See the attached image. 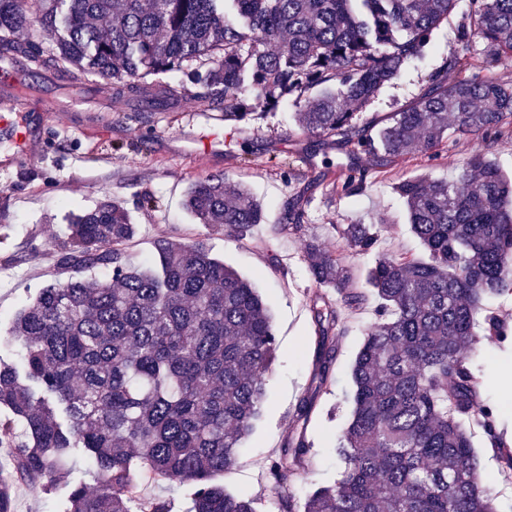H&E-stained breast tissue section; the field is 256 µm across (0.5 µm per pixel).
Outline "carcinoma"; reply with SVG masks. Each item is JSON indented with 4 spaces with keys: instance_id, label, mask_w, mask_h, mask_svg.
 <instances>
[{
    "instance_id": "carcinoma-1",
    "label": "carcinoma",
    "mask_w": 512,
    "mask_h": 512,
    "mask_svg": "<svg viewBox=\"0 0 512 512\" xmlns=\"http://www.w3.org/2000/svg\"><path fill=\"white\" fill-rule=\"evenodd\" d=\"M457 0H0V57L112 81L115 99L154 108L177 90L152 93L149 79L183 74L194 98L243 120L292 97L316 140L337 137L382 161L427 154L448 132L489 140L512 134V84L477 78L432 86L394 112L376 136L352 107L370 104L403 66L421 57ZM469 42L492 61L512 63V0H471ZM54 52L44 57L42 41ZM420 256L381 255L367 271L379 300L351 368L352 410L337 439L339 478L303 502L278 498L279 512H499L486 483L472 426L494 448L498 408L479 402L471 368L485 335L508 339L492 309L512 296V180L475 155L452 179L399 184ZM184 208L212 232L238 238L261 223L260 202L222 173L193 181ZM290 207L280 231L299 232ZM112 197L69 216L54 243L48 282L14 313L7 335L18 359L0 358V512H15L26 485L65 491L63 512H171L146 496L150 483L191 486L188 512H259L258 499L233 494L216 477L238 464L262 415L278 341L253 284L201 241L160 237L134 264L137 234ZM344 248L374 251L370 224H345ZM309 271L319 288L363 304L342 254L308 237ZM321 327L315 374L332 378L337 310L324 294L311 305ZM97 481L70 480L77 452ZM311 444L291 431L266 474L280 487L308 466Z\"/></svg>"
}]
</instances>
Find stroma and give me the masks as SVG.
Listing matches in <instances>:
<instances>
[{
    "instance_id": "1",
    "label": "stroma",
    "mask_w": 512,
    "mask_h": 512,
    "mask_svg": "<svg viewBox=\"0 0 512 512\" xmlns=\"http://www.w3.org/2000/svg\"><path fill=\"white\" fill-rule=\"evenodd\" d=\"M470 25V0H459L448 19L433 32L422 59L409 63L360 111L362 126L380 124L391 113L410 107L430 87L429 78L447 72L449 79L473 76L512 83V66L492 63L486 44L461 35ZM464 65L448 70L455 55ZM15 90L31 105L24 141L0 140V336L14 312L36 288L52 279L49 250L66 232L64 216L104 197L124 201L139 232L128 245L134 260L150 257L154 242L165 236L204 241L211 253L249 279L267 301L278 339L269 377V399L261 423L246 439L238 465L223 476L227 489L255 496L260 512H277L264 465L274 457L286 434L295 429L296 405L304 395L315 398L306 428L313 464L289 477L282 491L303 499L315 484L339 474L334 445L351 406L345 395L349 372L375 321V301L347 309L333 295L339 320L347 327L337 341L333 378L317 386L312 360L316 346L310 301L317 286L308 269L301 237L276 233L292 199H300L303 224L326 249L342 250L338 226L364 220L378 233L381 252L422 251L411 233L398 183L420 177L456 176L467 159L486 154L504 173H512V137L492 142L473 134L453 133L430 153H414L378 162L362 153L358 165L366 179L362 190L346 191L347 173L337 167L345 146L338 138L313 141L296 123V107L284 101L276 111L254 114L235 123L206 121L205 110L178 74L162 76V85L177 96L157 110L137 101L116 100L112 82L104 78L46 69L30 75L25 65L13 67ZM221 173L248 185L264 208L262 224L237 238L214 233L191 219L183 208L189 184ZM151 199L141 207L142 199ZM353 273V286L367 291L366 274L373 255L343 252ZM512 338L500 342L480 338L471 365L484 402L499 405L512 392ZM474 448L485 479L500 491L501 512H512V472L502 471L496 449L482 431Z\"/></svg>"
}]
</instances>
